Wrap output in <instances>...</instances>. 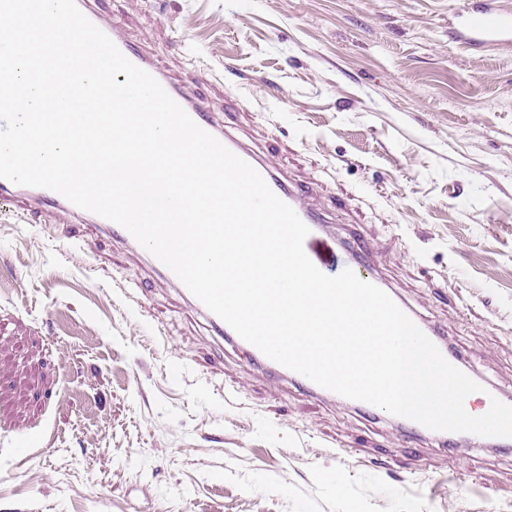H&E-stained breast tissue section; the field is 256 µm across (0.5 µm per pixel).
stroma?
<instances>
[{
	"label": "stroma",
	"mask_w": 512,
	"mask_h": 512,
	"mask_svg": "<svg viewBox=\"0 0 512 512\" xmlns=\"http://www.w3.org/2000/svg\"><path fill=\"white\" fill-rule=\"evenodd\" d=\"M480 0H116L122 34L269 155L512 397V46ZM0 512H512V449H403L214 336L143 256L0 216ZM454 29L457 41L470 45L512 44V20L500 9L482 3V6L460 15Z\"/></svg>",
	"instance_id": "35a3bbf8"
}]
</instances>
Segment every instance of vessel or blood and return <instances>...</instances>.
<instances>
[{"label":"vessel or blood","mask_w":512,"mask_h":512,"mask_svg":"<svg viewBox=\"0 0 512 512\" xmlns=\"http://www.w3.org/2000/svg\"><path fill=\"white\" fill-rule=\"evenodd\" d=\"M76 3L87 19L104 32L128 60L150 74L199 127L254 167L264 177L270 189L294 209L310 230L304 242V250L323 273L335 276L347 268L360 279L381 285L382 280L373 263L366 258L365 248H350L349 259L337 261V242L323 232L326 216L310 203L312 187L290 183L287 172L273 164L268 156L259 154L234 138L227 129L223 113L215 111L188 88L175 82L152 59L116 32L104 16L101 0H76ZM454 36L457 41L475 46L490 43L512 44V18L485 2L480 8L462 15L454 30ZM0 212L11 213L24 222L35 217L48 224H84L91 231L114 239L128 243L133 240L132 235L123 227L75 206L54 191L17 185L4 179H0ZM197 310L215 335L235 345H242V338L205 305H198ZM421 330L437 346L448 363L457 368L461 367L459 354L441 338L435 326L425 324ZM249 353L255 362L268 368L273 374L288 377L305 393L325 395V388L269 359L257 348H250Z\"/></svg>","instance_id":"obj_1"}]
</instances>
